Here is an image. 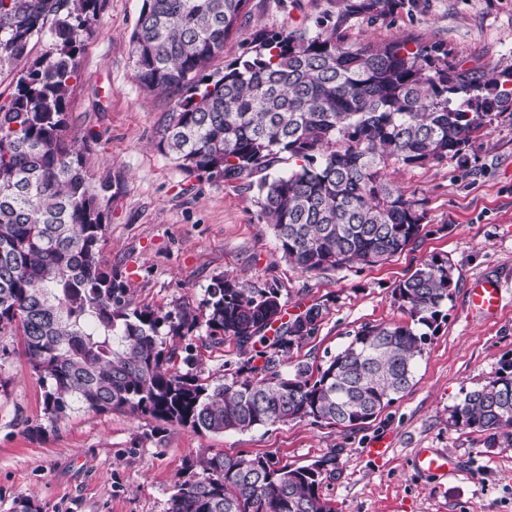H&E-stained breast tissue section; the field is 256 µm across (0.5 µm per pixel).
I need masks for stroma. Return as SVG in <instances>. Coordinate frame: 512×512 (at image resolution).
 I'll return each instance as SVG.
<instances>
[{"mask_svg":"<svg viewBox=\"0 0 512 512\" xmlns=\"http://www.w3.org/2000/svg\"><path fill=\"white\" fill-rule=\"evenodd\" d=\"M337 0H250L224 54L223 67L248 49L256 30L312 26ZM142 0H105L94 33L78 57L80 77L68 98L69 140L88 143L95 179L112 183V219L104 259L137 304L163 310L198 307L215 277L241 287L277 288L285 316L326 308L318 331L293 352L320 364L366 324L407 322L393 290L423 258L455 267L447 316L419 359L412 387L376 419L342 428L308 420L244 433L196 431L125 411L75 409L54 418L44 383L21 336L0 335V512L16 500L39 512H167L175 482L221 451L265 456L301 466L332 454L333 477L322 494L335 512H512V448H490L483 435L455 427L451 408L512 360V118H499L476 140L468 162L448 158L425 167L389 169L390 178L423 200L427 234L413 250L385 263L320 274L293 268L259 217L252 193L188 173L157 147V130L174 101L135 78L129 36ZM403 36L442 40L469 67H512V0H401L390 17L358 20L351 40ZM480 277L504 288L501 309L471 314L468 289ZM189 350L181 373L214 384L231 381L251 355L247 346L202 336L164 337ZM389 447L368 456L372 442ZM420 448H438L460 462L441 477L415 463Z\"/></svg>","mask_w":512,"mask_h":512,"instance_id":"stroma-1","label":"stroma"}]
</instances>
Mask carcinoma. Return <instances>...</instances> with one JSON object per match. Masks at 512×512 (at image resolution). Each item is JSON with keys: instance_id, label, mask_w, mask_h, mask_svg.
<instances>
[{"instance_id": "cac0c4a2", "label": "carcinoma", "mask_w": 512, "mask_h": 512, "mask_svg": "<svg viewBox=\"0 0 512 512\" xmlns=\"http://www.w3.org/2000/svg\"><path fill=\"white\" fill-rule=\"evenodd\" d=\"M250 0H142L130 35L135 77L172 94L157 146L185 170L255 194L277 248L305 274L383 263L416 245L424 203L386 178L389 167L463 158L472 140L512 116V67L467 68L443 42L353 43L360 18L400 0H339L313 29L254 34L224 54ZM101 0H0V71L51 47L0 101V334L23 337L56 418L81 405L129 410L211 433L305 419L356 427L406 392L445 318L454 267L430 256L394 289L404 324H366L324 364L287 357L325 315L313 304L284 322L278 289L216 278L201 310H155L128 297L103 260L112 184L95 181L67 141V101ZM206 328L215 344L260 347L229 383L174 368L162 336ZM278 325L275 335H264ZM452 424L512 447V360L468 391ZM336 455L308 465L217 452L174 486L167 512H334L321 493Z\"/></svg>"}]
</instances>
